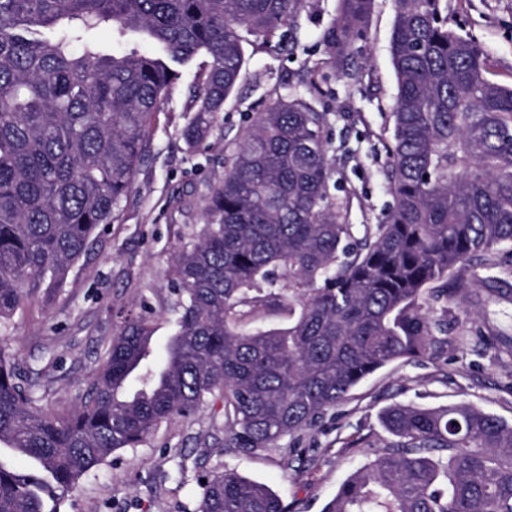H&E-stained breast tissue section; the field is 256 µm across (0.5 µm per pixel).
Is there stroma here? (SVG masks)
<instances>
[{
  "label": "stroma",
  "instance_id": "stroma-1",
  "mask_svg": "<svg viewBox=\"0 0 512 512\" xmlns=\"http://www.w3.org/2000/svg\"><path fill=\"white\" fill-rule=\"evenodd\" d=\"M336 8L337 0H304L282 42L249 39L237 89L194 149L182 129L199 65L180 67L122 210L70 269L63 295L33 301L14 317L21 358L46 353L59 363L54 400L74 403L86 388L84 365L98 338L115 331L114 312L150 309L158 344L173 335L175 297L164 271L174 247L202 222L208 188L224 175L225 148L314 67L324 74L313 97L328 114L329 192L344 223H381L392 203L385 171L397 92L390 62L394 0H374L356 45L358 84L331 67L322 39ZM448 24L484 49L493 81L512 87V0H448ZM445 288L446 296L429 288L420 299L432 333L424 354L377 371L277 447H225L218 400L194 419L161 423L138 447L113 452L65 496L60 512H195L198 479L225 469L264 483L290 512H323L342 481L390 442L380 420L387 407L473 404L512 424V254L501 248L472 257Z\"/></svg>",
  "mask_w": 512,
  "mask_h": 512
}]
</instances>
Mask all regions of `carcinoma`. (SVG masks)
<instances>
[{
  "label": "carcinoma",
  "instance_id": "obj_1",
  "mask_svg": "<svg viewBox=\"0 0 512 512\" xmlns=\"http://www.w3.org/2000/svg\"><path fill=\"white\" fill-rule=\"evenodd\" d=\"M301 2L0 0V512H59L114 451L216 397L224 447L274 446L379 369L424 353L423 291L512 245V87L448 27L443 0H395L393 205L381 223L356 237L341 222L327 113L309 80L246 129L203 224L173 251L176 331L164 348L148 316L123 320L69 407L47 389L56 359L20 370L14 315L39 293L59 296L122 209L176 66L204 58L182 131L194 148L242 77L245 35L272 41ZM372 2L338 0L323 32L334 67L358 83L353 45ZM103 27L116 35L110 51L94 38ZM381 419L394 440L328 512H512V425L465 405H394ZM198 486L197 512H287L233 469Z\"/></svg>",
  "mask_w": 512,
  "mask_h": 512
}]
</instances>
